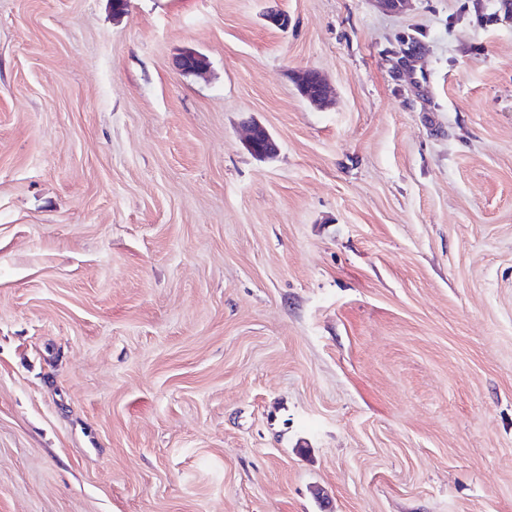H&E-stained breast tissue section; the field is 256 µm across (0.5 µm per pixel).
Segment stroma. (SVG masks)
I'll list each match as a JSON object with an SVG mask.
<instances>
[{
	"label": "stroma",
	"instance_id": "stroma-1",
	"mask_svg": "<svg viewBox=\"0 0 512 512\" xmlns=\"http://www.w3.org/2000/svg\"><path fill=\"white\" fill-rule=\"evenodd\" d=\"M0 512H512L500 0H0Z\"/></svg>",
	"mask_w": 512,
	"mask_h": 512
}]
</instances>
